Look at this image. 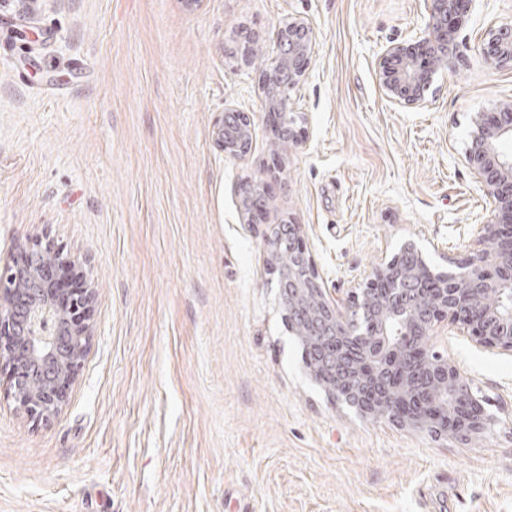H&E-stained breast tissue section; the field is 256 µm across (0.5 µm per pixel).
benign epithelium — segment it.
Returning a JSON list of instances; mask_svg holds the SVG:
<instances>
[{
    "mask_svg": "<svg viewBox=\"0 0 512 512\" xmlns=\"http://www.w3.org/2000/svg\"><path fill=\"white\" fill-rule=\"evenodd\" d=\"M471 0H430L424 35L383 50L376 79L386 100L399 108H423L435 94V75L456 51L448 21H466ZM277 57L262 78L267 112L281 131L282 77L288 86L306 78L314 47L310 26L288 20L273 32ZM484 50L512 70V24L491 28ZM463 160L490 202L467 254L448 259V270L428 265L412 240L382 258L344 298L331 299L319 282L302 227L274 224L264 248L277 275L288 330L310 347L318 368L307 367L327 396L363 417L387 420L436 439L469 441L485 434L494 417L469 374L437 349V337L453 326L476 345L512 354V99L495 102L471 118ZM224 154L246 158L252 148L248 113L226 107L214 125ZM288 239V266L276 249ZM76 263L47 243L20 251L0 268V370L17 408L35 420L60 414L90 348L93 289L57 287L56 273ZM43 379L33 397L19 394L29 369Z\"/></svg>",
    "mask_w": 512,
    "mask_h": 512,
    "instance_id": "7a95c632",
    "label": "benign epithelium"
}]
</instances>
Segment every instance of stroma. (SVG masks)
Returning <instances> with one entry per match:
<instances>
[{"mask_svg":"<svg viewBox=\"0 0 512 512\" xmlns=\"http://www.w3.org/2000/svg\"><path fill=\"white\" fill-rule=\"evenodd\" d=\"M291 18L314 50L302 142L275 155L259 78ZM427 21L426 0H0V265L48 241L96 292L58 416L16 412L0 374V512H512V355L448 334L498 419L482 437L363 420L309 376L263 248L302 225L331 297L406 240L443 268L469 249L489 203L462 154L512 97L483 51L512 0H474L433 101L395 108L378 58ZM228 104L244 160L214 142ZM225 125V135H224ZM236 125V130L229 135L226 128ZM215 139L219 147L224 150L225 155L234 158L245 159L252 148V123L246 112H239L232 107H224L214 125Z\"/></svg>","mask_w":512,"mask_h":512,"instance_id":"1","label":"stroma"}]
</instances>
